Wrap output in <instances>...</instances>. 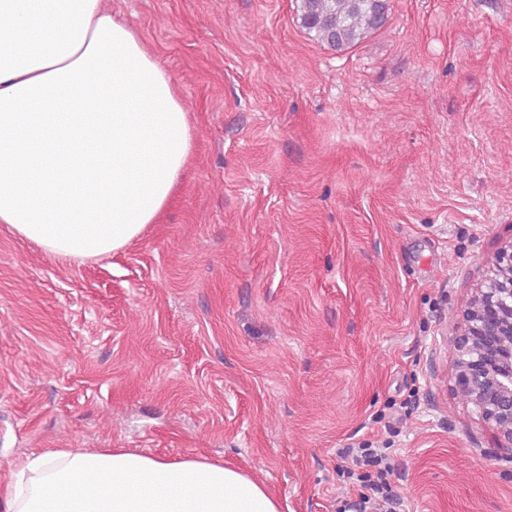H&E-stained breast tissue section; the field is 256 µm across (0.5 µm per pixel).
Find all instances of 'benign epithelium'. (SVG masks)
I'll return each instance as SVG.
<instances>
[{
    "instance_id": "benign-epithelium-1",
    "label": "benign epithelium",
    "mask_w": 512,
    "mask_h": 512,
    "mask_svg": "<svg viewBox=\"0 0 512 512\" xmlns=\"http://www.w3.org/2000/svg\"><path fill=\"white\" fill-rule=\"evenodd\" d=\"M448 346L456 387L496 445L512 458V241L488 263L457 315Z\"/></svg>"
}]
</instances>
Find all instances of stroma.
<instances>
[{
    "label": "stroma",
    "mask_w": 512,
    "mask_h": 512,
    "mask_svg": "<svg viewBox=\"0 0 512 512\" xmlns=\"http://www.w3.org/2000/svg\"><path fill=\"white\" fill-rule=\"evenodd\" d=\"M174 78L193 156L84 263L0 224V479L50 448L203 455L281 512H512L447 338L512 240V0H391L338 53L294 0H103ZM355 448H341L337 453L341 457L352 456L354 460L363 466H371L375 469L356 476L359 486L374 494H382L383 499H390L391 487L387 480L390 473L389 466L384 462V457L379 454L377 448H358L355 455Z\"/></svg>",
    "instance_id": "stroma-1"
}]
</instances>
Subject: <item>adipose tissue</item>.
<instances>
[{
	"mask_svg": "<svg viewBox=\"0 0 512 512\" xmlns=\"http://www.w3.org/2000/svg\"><path fill=\"white\" fill-rule=\"evenodd\" d=\"M192 150L172 76L101 0H0V224L56 258L108 255L156 222ZM15 468L5 512H281L203 456L64 448Z\"/></svg>",
	"mask_w": 512,
	"mask_h": 512,
	"instance_id": "ef3b65f1",
	"label": "adipose tissue"
}]
</instances>
